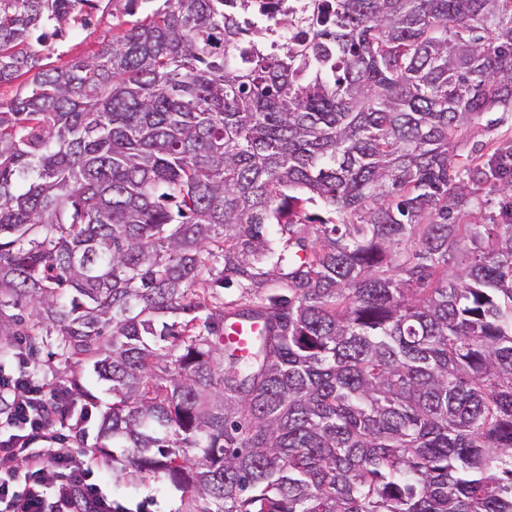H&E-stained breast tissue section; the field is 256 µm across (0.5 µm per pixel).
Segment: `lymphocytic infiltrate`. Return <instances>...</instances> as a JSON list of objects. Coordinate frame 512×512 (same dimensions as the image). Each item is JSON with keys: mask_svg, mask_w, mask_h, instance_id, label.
<instances>
[{"mask_svg": "<svg viewBox=\"0 0 512 512\" xmlns=\"http://www.w3.org/2000/svg\"><path fill=\"white\" fill-rule=\"evenodd\" d=\"M76 407L63 388L35 380L28 365L0 367V457L14 472L0 477V512H112L84 452L56 448L76 426Z\"/></svg>", "mask_w": 512, "mask_h": 512, "instance_id": "lymphocytic-infiltrate-1", "label": "lymphocytic infiltrate"}]
</instances>
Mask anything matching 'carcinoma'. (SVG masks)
Returning a JSON list of instances; mask_svg holds the SVG:
<instances>
[{"label": "carcinoma", "mask_w": 512, "mask_h": 512, "mask_svg": "<svg viewBox=\"0 0 512 512\" xmlns=\"http://www.w3.org/2000/svg\"><path fill=\"white\" fill-rule=\"evenodd\" d=\"M94 7L0 0V84ZM256 7L160 0L0 103V357L91 368L180 512H512V205L455 216L512 192L456 145L512 111V0L270 3L271 49Z\"/></svg>", "instance_id": "cac0c4a2"}]
</instances>
